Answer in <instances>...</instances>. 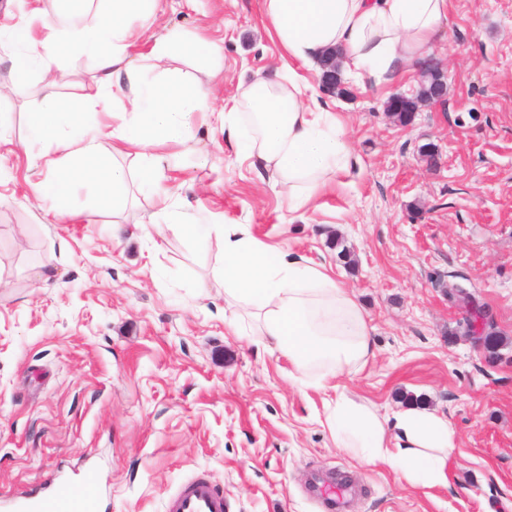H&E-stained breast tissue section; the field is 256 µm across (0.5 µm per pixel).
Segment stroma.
Returning a JSON list of instances; mask_svg holds the SVG:
<instances>
[{
	"label": "stroma",
	"instance_id": "1",
	"mask_svg": "<svg viewBox=\"0 0 512 512\" xmlns=\"http://www.w3.org/2000/svg\"><path fill=\"white\" fill-rule=\"evenodd\" d=\"M38 8L0 0V30L24 25L42 39ZM172 27L222 47L215 110L281 65L262 0H159L134 54ZM440 59L445 103L406 127L389 119L384 90L347 79L352 96L334 110L360 164L293 222L216 119L196 118L193 144L148 150L179 221L251 225L265 243L331 265L354 292L374 355L325 391L225 325L215 239L138 232L154 196L130 187L115 215L78 190L65 224L28 205L29 156L42 146L27 115L42 82L0 99V500L91 474L99 512H164L204 474L228 512H330L329 487L309 480L338 473L356 491L350 512H512V0H453ZM68 66L60 98L95 92L91 58L72 52ZM427 143L433 168L417 152ZM452 284L487 312L504 341L497 356L466 335L473 306L449 295ZM339 393L381 416H447V486L410 484L337 448L325 418Z\"/></svg>",
	"mask_w": 512,
	"mask_h": 512
}]
</instances>
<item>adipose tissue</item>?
<instances>
[{"label": "adipose tissue", "mask_w": 512, "mask_h": 512, "mask_svg": "<svg viewBox=\"0 0 512 512\" xmlns=\"http://www.w3.org/2000/svg\"><path fill=\"white\" fill-rule=\"evenodd\" d=\"M103 2L93 23L66 26L59 22L61 0H44L47 34L40 43H33L24 27L8 35L19 49L16 79L35 71L55 86L71 52L79 50L95 59L98 85L121 94L108 149L87 133V115L108 109L99 95L64 100L49 94L28 115L31 140L48 147L30 161L45 173L31 183V197L52 200L59 223L70 219L69 194L77 189L97 206L122 211L132 179L121 157L193 140V115L215 112L203 78L217 74L220 47L170 28L155 38L152 63L135 62L131 26L148 29L158 0ZM263 6L264 26L286 72L255 77L229 110L217 114L237 155L281 188L293 219L358 163L344 123L299 68L335 51L345 76L394 87L418 62L437 55L452 0H263ZM188 54L194 61L191 75L179 67ZM162 59L169 60V68L155 70L154 61ZM179 231L190 239L207 234L221 242L228 326L251 336L263 351L286 358L302 385L324 390L346 370L367 364L374 345L365 314L330 267L265 244L247 224H183ZM326 422L337 447L356 449L363 464L384 465L413 484H447L455 433L446 416L407 409L382 419L341 395L329 406Z\"/></svg>", "instance_id": "1"}]
</instances>
